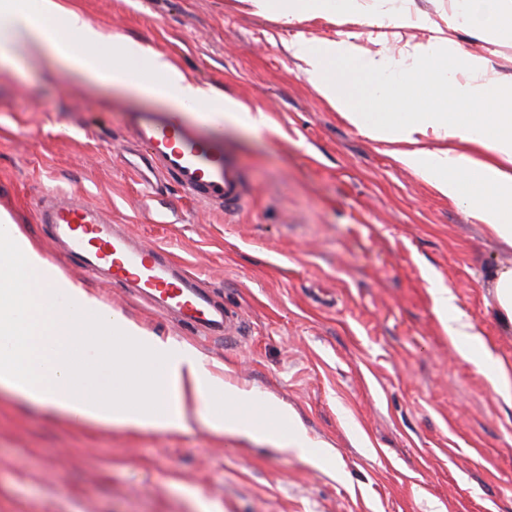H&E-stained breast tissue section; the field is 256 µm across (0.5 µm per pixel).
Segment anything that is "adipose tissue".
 <instances>
[{
    "label": "adipose tissue",
    "mask_w": 512,
    "mask_h": 512,
    "mask_svg": "<svg viewBox=\"0 0 512 512\" xmlns=\"http://www.w3.org/2000/svg\"><path fill=\"white\" fill-rule=\"evenodd\" d=\"M256 13L284 19L326 18L354 11L358 0H251ZM468 23L494 39L512 31V0H462ZM26 43L75 72L110 87L167 97L180 108L207 105L216 121L253 130L262 114L189 80L164 54L116 40L85 20L74 0H0V45ZM445 37L419 51L415 75L382 54L359 56L345 41L289 43L308 81L326 103L372 139L407 144L401 162L444 196L466 205L499 243L512 247V82L487 75L482 58L448 62ZM354 64L366 77L351 91L341 70ZM451 91V106L397 111L411 84ZM444 145L417 150L419 137ZM112 357V390L90 392L80 379L96 356ZM34 402L51 415L131 430L187 428L260 435L307 455L313 442L285 412L217 381L188 342L161 339L68 279L0 213V392Z\"/></svg>",
    "instance_id": "1"
}]
</instances>
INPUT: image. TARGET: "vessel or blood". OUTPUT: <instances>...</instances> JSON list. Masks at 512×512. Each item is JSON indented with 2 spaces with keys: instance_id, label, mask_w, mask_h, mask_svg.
Masks as SVG:
<instances>
[{
  "instance_id": "obj_1",
  "label": "vessel or blood",
  "mask_w": 512,
  "mask_h": 512,
  "mask_svg": "<svg viewBox=\"0 0 512 512\" xmlns=\"http://www.w3.org/2000/svg\"><path fill=\"white\" fill-rule=\"evenodd\" d=\"M136 156L156 178L170 179L207 207L232 210L248 197L245 180L224 155L220 138L200 139L179 113L137 112L129 119ZM39 221L52 225L70 254L93 271L106 273L137 293L151 296L163 309L198 331L231 335L235 317L211 309L206 291L163 248L134 245L99 210L73 193L50 196Z\"/></svg>"
}]
</instances>
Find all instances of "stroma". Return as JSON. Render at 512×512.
<instances>
[{
    "label": "stroma",
    "mask_w": 512,
    "mask_h": 512,
    "mask_svg": "<svg viewBox=\"0 0 512 512\" xmlns=\"http://www.w3.org/2000/svg\"><path fill=\"white\" fill-rule=\"evenodd\" d=\"M77 2L92 24L265 114L256 133L182 113L202 137L221 135L251 196L209 209L128 168L130 115L172 104L13 47L0 51V210L113 310L189 341L213 375L285 408L320 456L198 424L96 427L0 394V512H512V401L476 365L489 356L512 370V329L488 284L512 267V248L405 168L399 145L349 124L286 49L346 40L411 70L438 27L508 81L512 39L452 22V0H395L414 16L397 37L366 4L287 23L249 0ZM58 191L164 248L238 314L235 338L194 334L73 262L37 221ZM437 285L479 337L473 359L448 335Z\"/></svg>",
    "instance_id": "stroma-1"
}]
</instances>
